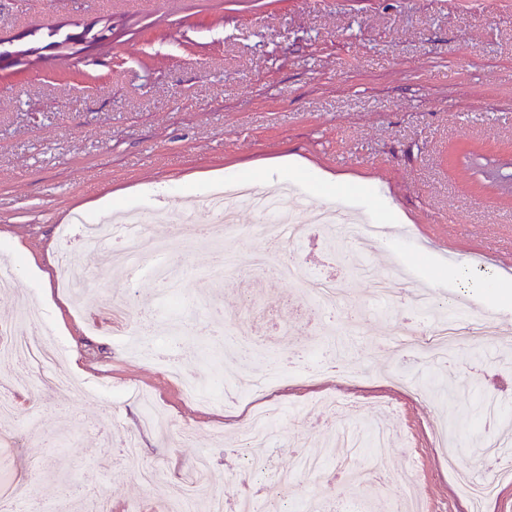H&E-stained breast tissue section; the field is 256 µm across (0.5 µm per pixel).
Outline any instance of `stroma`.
I'll return each instance as SVG.
<instances>
[{"instance_id": "1", "label": "stroma", "mask_w": 512, "mask_h": 512, "mask_svg": "<svg viewBox=\"0 0 512 512\" xmlns=\"http://www.w3.org/2000/svg\"><path fill=\"white\" fill-rule=\"evenodd\" d=\"M112 38L93 51L61 58L47 33H80L102 16ZM30 44L28 64L0 68V265L17 264V292L0 290V323L21 301L43 305L62 355L55 371L86 379L80 398L46 397L38 411L18 408L11 443L0 445V496L13 512H86L108 494L115 512H163L172 485L197 456L212 462L214 487L227 503L257 486V512H269L264 477L244 473L242 435L224 407L244 399L231 353L255 348L246 372L273 367L294 375L282 397L275 437L266 449L274 470L292 469L304 453L327 447L336 432L358 431L378 405L393 413V437L382 450L383 477L351 492L336 479L301 475L285 494L288 512H392L404 470H412L424 512H470L457 471L484 477L494 462L476 455L512 429V0H0V51ZM475 160H466L468 151ZM271 174L297 206L356 214V193L319 197L317 177L367 179L409 223L382 224L363 259L381 272L401 268L391 303L360 278L338 272L320 235L299 247L235 234L221 249L198 243L171 256L186 269L179 291L138 256L129 285L111 279L124 258L104 241L103 257L82 258L93 295L83 309L43 300L56 288L61 233L80 236L71 217L97 221L99 201L112 208H159L153 184L168 188L165 221H151L157 240L179 233L177 220L201 207L212 173ZM234 255L238 275L215 293L211 269ZM294 255L311 282L334 275L342 303L324 310L300 301L292 287L255 267L257 255ZM38 269L30 271L29 256ZM468 279L454 276L458 259ZM488 273L500 286L479 288ZM427 286L439 302L463 298L461 311H483L496 336H462L445 364L397 359L399 323L428 328L406 294ZM127 289L142 354L107 322L118 289ZM196 377L207 398H184L168 363ZM132 387L161 404L170 427L158 432L140 403L117 398ZM495 393L497 417L472 408L474 393ZM136 438L143 464L158 480L144 487L124 470L122 443ZM455 456L448 466L447 456ZM31 483L27 497L12 487Z\"/></svg>"}]
</instances>
